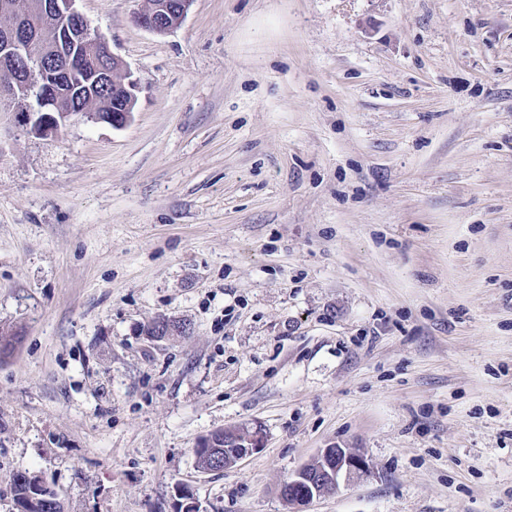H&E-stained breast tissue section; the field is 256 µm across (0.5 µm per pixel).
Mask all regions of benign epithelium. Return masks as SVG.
Wrapping results in <instances>:
<instances>
[{
	"label": "benign epithelium",
	"instance_id": "obj_1",
	"mask_svg": "<svg viewBox=\"0 0 512 512\" xmlns=\"http://www.w3.org/2000/svg\"><path fill=\"white\" fill-rule=\"evenodd\" d=\"M76 2L28 0L23 12L7 0L0 4V15L9 18V23L0 26V107L6 111L19 109L28 132L40 138L56 136L73 115L61 108L57 76L48 67L51 59L61 57L71 68L90 57L103 61L86 91L87 104L96 101L94 91L98 84L112 85L124 103L114 127L129 120L136 104V80L112 52L107 37L91 29ZM192 3L193 0H177L172 10L167 0H155L152 8L137 15L136 22L156 34H166L181 24ZM50 15L69 19L70 26L50 36L45 28L33 24L34 18ZM231 441L240 446L236 459L241 460L263 446L264 434L258 425L250 429L226 428L224 442ZM367 470L362 456L343 448H325L315 464L303 467L288 479V485L300 489V494L290 500L294 505H304L336 490L340 481L358 478Z\"/></svg>",
	"mask_w": 512,
	"mask_h": 512
}]
</instances>
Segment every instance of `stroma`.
<instances>
[{"label": "stroma", "mask_w": 512, "mask_h": 512, "mask_svg": "<svg viewBox=\"0 0 512 512\" xmlns=\"http://www.w3.org/2000/svg\"><path fill=\"white\" fill-rule=\"evenodd\" d=\"M146 6L77 4L124 127L0 112V512H294L325 448L369 469L303 512H512V0ZM167 1L170 3L176 2L175 0H156L151 9L137 15V24L160 35L166 34L180 25L188 14L193 0H177L175 11L169 8ZM173 13L171 19H168L167 16ZM224 430L225 442H234L241 448L236 456V461L254 453L263 446L264 434L260 426L256 425L250 429L226 428ZM219 442L212 436L207 440L208 448H201L202 444L195 450L196 462L200 469L210 468L213 470H224V468L233 465V452L237 448H220ZM214 446V447H211ZM15 505L18 512H64L56 494L36 475L17 472L12 476Z\"/></svg>", "instance_id": "stroma-1"}]
</instances>
